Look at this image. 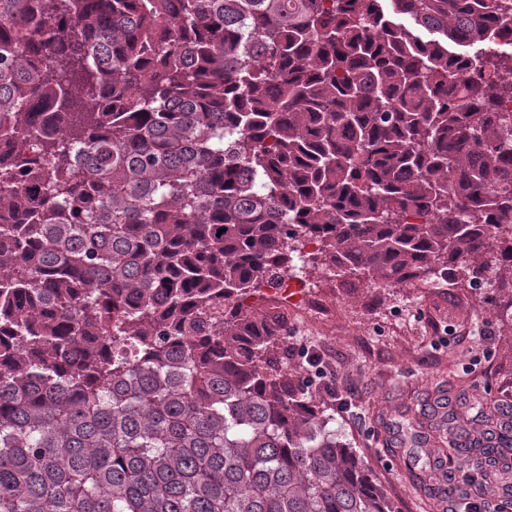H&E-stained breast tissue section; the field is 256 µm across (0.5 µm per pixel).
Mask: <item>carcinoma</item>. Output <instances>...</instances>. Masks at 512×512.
<instances>
[{
    "instance_id": "obj_1",
    "label": "carcinoma",
    "mask_w": 512,
    "mask_h": 512,
    "mask_svg": "<svg viewBox=\"0 0 512 512\" xmlns=\"http://www.w3.org/2000/svg\"><path fill=\"white\" fill-rule=\"evenodd\" d=\"M507 27L512 0H0V512H398L245 299L317 232L368 281L490 275L512 324ZM448 402L459 464L416 488L506 512L497 429L447 441Z\"/></svg>"
}]
</instances>
